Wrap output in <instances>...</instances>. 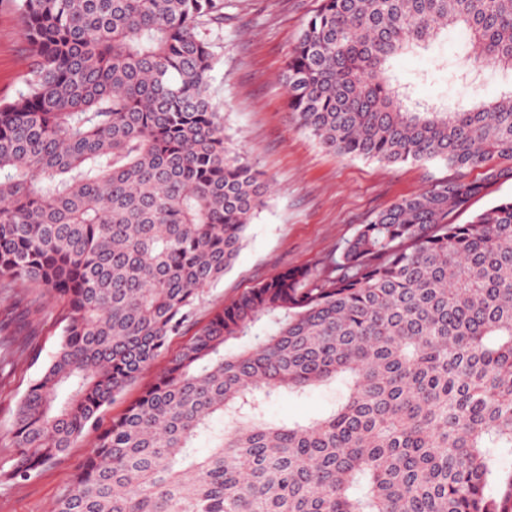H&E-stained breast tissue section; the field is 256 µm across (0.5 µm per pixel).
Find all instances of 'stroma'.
<instances>
[{
    "instance_id": "1",
    "label": "stroma",
    "mask_w": 512,
    "mask_h": 512,
    "mask_svg": "<svg viewBox=\"0 0 512 512\" xmlns=\"http://www.w3.org/2000/svg\"><path fill=\"white\" fill-rule=\"evenodd\" d=\"M321 0H226L224 22L212 27L216 56L211 94L224 114V128L270 182L268 203L252 220L244 245L221 281L205 290L195 320L205 325L214 311L231 304L257 282L292 267L322 266L370 216L444 178H479L480 169L457 170L441 161L386 166L326 151L300 128L286 107L281 81L297 38ZM20 26L9 0H0V99L16 95L25 68ZM467 39L458 29L429 50L389 63L391 73L412 84L417 97L449 106L491 100L512 79L486 71L471 85L452 81L465 56ZM41 307L30 314L31 304ZM63 309L51 293L32 283L0 290V320L25 342L13 364L0 370V469H9L15 450L12 422L17 405L60 339ZM336 388L320 387L302 397L269 401L268 419L301 421L326 414ZM96 441L86 432L68 453L29 481L0 480V512H52L71 486L74 473Z\"/></svg>"
}]
</instances>
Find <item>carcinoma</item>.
Masks as SVG:
<instances>
[{
  "instance_id": "obj_1",
  "label": "carcinoma",
  "mask_w": 512,
  "mask_h": 512,
  "mask_svg": "<svg viewBox=\"0 0 512 512\" xmlns=\"http://www.w3.org/2000/svg\"><path fill=\"white\" fill-rule=\"evenodd\" d=\"M12 2L26 71L0 101V288L34 281L65 315L0 477L31 479L92 429L54 512H512V198L448 221L512 179V90L448 112L405 103L386 72L450 28L474 64L512 71V0H322L282 74L300 127L339 156L483 177L439 181L322 269L258 283L107 423L270 187L210 93L225 0ZM336 382L329 413L265 419L272 398Z\"/></svg>"
}]
</instances>
